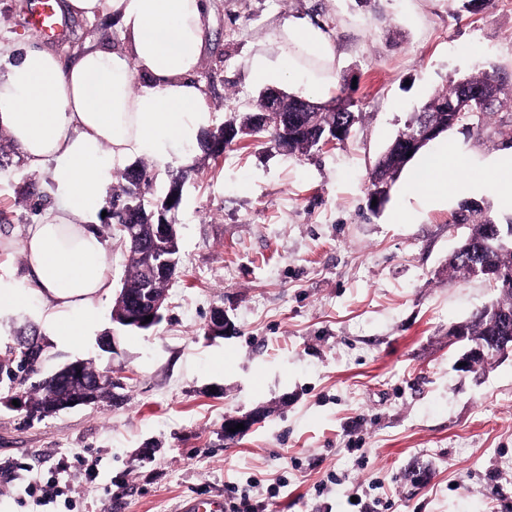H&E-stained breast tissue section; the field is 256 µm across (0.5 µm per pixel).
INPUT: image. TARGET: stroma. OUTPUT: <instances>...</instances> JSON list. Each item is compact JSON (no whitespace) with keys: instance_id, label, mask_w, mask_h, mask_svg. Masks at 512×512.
<instances>
[{"instance_id":"35a3bbf8","label":"stroma","mask_w":512,"mask_h":512,"mask_svg":"<svg viewBox=\"0 0 512 512\" xmlns=\"http://www.w3.org/2000/svg\"><path fill=\"white\" fill-rule=\"evenodd\" d=\"M28 0H0V55L28 46L71 64L88 48L123 47L112 13L66 16L47 40L28 24ZM291 16L319 22L336 47V72L312 92V73L279 89L326 102L345 93L361 120L351 137L309 156H288L244 137L199 164L174 213L180 263L162 321L147 331L114 328L102 303L94 335L76 348L50 345L53 365L76 359L111 368L118 397L40 419L0 406V512H54L26 494L59 460L70 464L80 512H176L181 500L223 494L255 480L267 512H512V353L474 372L458 363L465 343L448 336L498 296L479 279L452 281L448 257L463 236L449 227L461 201L488 206L491 191L430 205L396 183L369 207L371 166L413 111L448 81L476 69L512 70V0H208L209 32L195 78L215 124L262 91L257 54L287 46ZM49 193V174L22 156L0 170V281L30 280L21 254L37 214L21 187ZM407 212L409 223L398 221ZM223 309L229 327L207 325ZM116 336V351L98 339ZM260 412L241 439L224 420ZM153 446L151 458L139 451ZM96 461L93 480L85 464ZM337 483H330L329 475Z\"/></svg>"}]
</instances>
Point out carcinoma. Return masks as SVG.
<instances>
[{"label": "carcinoma", "mask_w": 512, "mask_h": 512, "mask_svg": "<svg viewBox=\"0 0 512 512\" xmlns=\"http://www.w3.org/2000/svg\"><path fill=\"white\" fill-rule=\"evenodd\" d=\"M288 100V111L280 117H271L262 126L252 123L251 116L264 110L263 99H258L248 112H235L224 122V125L209 136L218 137L224 134V127L234 126L237 133L258 135L265 139L271 150L277 149V133L282 122L295 124L294 136L290 142L289 154L309 156L319 151L322 139L331 135L340 127L345 128V138H350L354 126L359 120V113L354 111V102L341 94L331 101L318 104L304 101V97L283 93ZM455 112H467L469 116L452 122ZM438 128L443 134L455 127L474 130L477 134L492 129L495 133L506 137L505 147H512V72L476 70L470 75L451 81L448 85L436 90L422 105L417 107L405 121L394 139L382 153V159L375 162L370 180V188L377 191L378 205H384L390 191L412 157L424 150L419 147L408 155L399 150L402 139L409 136L418 118ZM189 170L179 171L171 180L165 196L157 202L148 200L152 194L153 168L145 161H137L125 171L119 173L116 183L112 186V194L108 201L109 218L119 225L153 223L159 211L171 214L178 209L182 187L188 179ZM172 203H167V200ZM465 224L469 233L463 245H459L448 259V278L470 279V273L486 264L496 266L512 273V247L498 246L495 236L509 237L512 235V224H500L486 208L478 206L460 208L452 214L450 226ZM152 244L144 240L138 247H129L127 253V274L125 284L132 288L150 286L165 288L169 280L146 279L144 271L145 257L149 254ZM512 314V293L499 296L490 304V308L475 313L463 321L466 328L463 341L472 347L479 342L490 343L493 338L512 330V322L500 317V313ZM37 372L24 364L15 361L0 365V384L10 387L19 385L25 390L28 407L38 411L51 405L50 394H65L62 387L54 388L47 381L33 380Z\"/></svg>", "instance_id": "carcinoma-1"}]
</instances>
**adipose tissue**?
<instances>
[{
  "label": "adipose tissue",
  "instance_id": "adipose-tissue-1",
  "mask_svg": "<svg viewBox=\"0 0 512 512\" xmlns=\"http://www.w3.org/2000/svg\"><path fill=\"white\" fill-rule=\"evenodd\" d=\"M67 9L86 18L112 12L123 48L86 50L67 69L45 49L23 48L0 72V128L30 169L50 168L55 199L23 238L30 285L0 282V315L39 302L50 337L76 346L96 328L112 290L99 217L117 172L143 157L185 159L213 113L194 78L207 38L205 0H67ZM284 26L287 69L259 54L254 77L270 82L302 71L311 58L320 68L316 87L330 82L336 51L329 33L294 17ZM466 166L450 143L413 166L407 184L433 203L484 187L512 211V152L463 182L457 173Z\"/></svg>",
  "mask_w": 512,
  "mask_h": 512
}]
</instances>
